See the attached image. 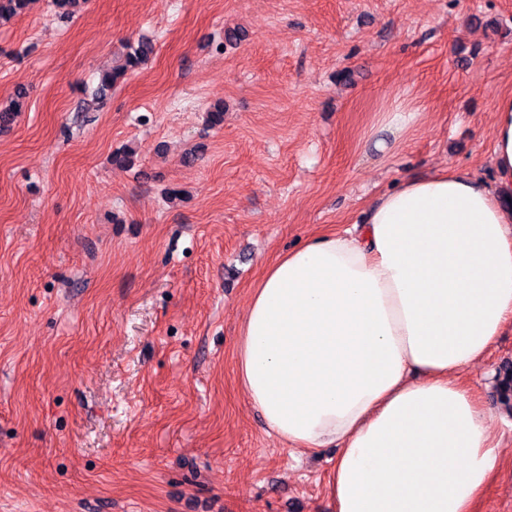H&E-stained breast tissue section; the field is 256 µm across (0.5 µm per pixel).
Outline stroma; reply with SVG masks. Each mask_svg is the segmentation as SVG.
Wrapping results in <instances>:
<instances>
[{
    "label": "stroma",
    "mask_w": 512,
    "mask_h": 512,
    "mask_svg": "<svg viewBox=\"0 0 512 512\" xmlns=\"http://www.w3.org/2000/svg\"><path fill=\"white\" fill-rule=\"evenodd\" d=\"M142 36L149 63L95 97ZM21 92L0 130V512H336L337 448H285L237 381L245 307L267 264L399 179L495 182L512 0H86L66 21L30 0L0 25V104ZM396 101L418 110L398 141ZM506 363L511 325L463 376L485 407ZM495 435L475 512H512V416Z\"/></svg>",
    "instance_id": "35a3bbf8"
}]
</instances>
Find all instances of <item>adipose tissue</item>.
Here are the masks:
<instances>
[{"instance_id":"obj_1","label":"adipose tissue","mask_w":512,"mask_h":512,"mask_svg":"<svg viewBox=\"0 0 512 512\" xmlns=\"http://www.w3.org/2000/svg\"><path fill=\"white\" fill-rule=\"evenodd\" d=\"M492 119L496 184L401 179L252 291L238 382L290 449L338 445L336 512H474L502 455L497 414L460 380L512 323V94Z\"/></svg>"}]
</instances>
